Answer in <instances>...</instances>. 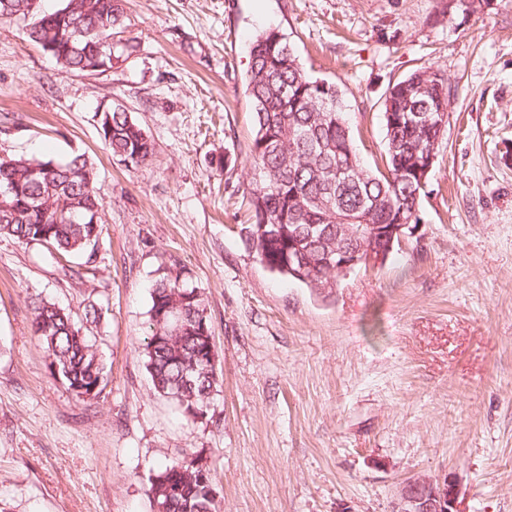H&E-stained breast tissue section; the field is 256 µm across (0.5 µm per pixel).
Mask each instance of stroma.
Masks as SVG:
<instances>
[{"instance_id":"stroma-1","label":"stroma","mask_w":512,"mask_h":512,"mask_svg":"<svg viewBox=\"0 0 512 512\" xmlns=\"http://www.w3.org/2000/svg\"><path fill=\"white\" fill-rule=\"evenodd\" d=\"M268 30L342 90L371 168L389 86L430 67L452 88L414 233L325 296L240 241L254 177L243 78ZM117 38L136 52L77 72L0 20V154H85L104 198L96 277L0 236V512H152L149 480L179 452L207 460L221 512H391L405 479L444 474L462 512H512V0H125ZM110 103L153 139L147 166L102 142ZM164 262L202 289L217 353L220 386L193 421L144 363ZM35 294L78 316L104 306L99 398L52 378Z\"/></svg>"}]
</instances>
